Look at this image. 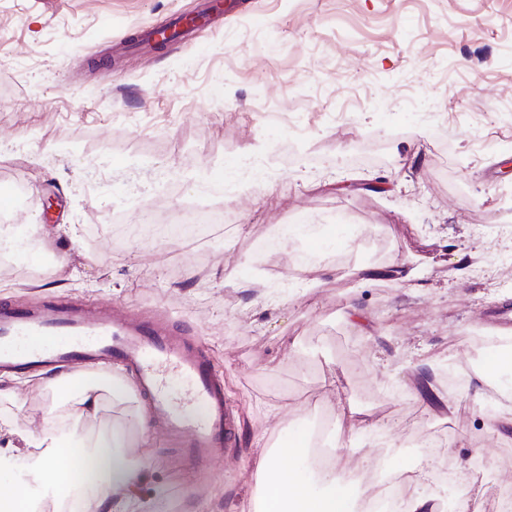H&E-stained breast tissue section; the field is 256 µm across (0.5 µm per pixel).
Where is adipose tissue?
Segmentation results:
<instances>
[{"mask_svg": "<svg viewBox=\"0 0 512 512\" xmlns=\"http://www.w3.org/2000/svg\"><path fill=\"white\" fill-rule=\"evenodd\" d=\"M55 407L62 426L38 432L16 431L0 419V434L17 438L22 452L0 454V512H30L38 500H64L82 491L86 507L104 506L108 512H141L136 496L142 463L127 454L123 432L86 433L84 420L95 416L103 391L128 395L118 375L64 373L51 380ZM308 436H295L273 454L260 458L255 471L260 492L254 512H357L359 494L336 477L335 468L308 477L298 463L308 456ZM77 456L79 472L61 467V460Z\"/></svg>", "mask_w": 512, "mask_h": 512, "instance_id": "1", "label": "adipose tissue"}]
</instances>
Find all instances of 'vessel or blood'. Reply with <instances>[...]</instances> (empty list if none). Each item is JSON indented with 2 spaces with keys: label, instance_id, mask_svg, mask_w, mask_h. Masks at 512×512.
Here are the masks:
<instances>
[{
  "label": "vessel or blood",
  "instance_id": "obj_1",
  "mask_svg": "<svg viewBox=\"0 0 512 512\" xmlns=\"http://www.w3.org/2000/svg\"><path fill=\"white\" fill-rule=\"evenodd\" d=\"M117 359L136 369L141 390L150 395V415L186 455L205 462L224 454L231 441L224 390L203 350L171 325L135 322L103 306L92 313L69 305L40 309L0 305V366L90 365ZM171 371L191 385L198 416L178 405L163 384Z\"/></svg>",
  "mask_w": 512,
  "mask_h": 512
}]
</instances>
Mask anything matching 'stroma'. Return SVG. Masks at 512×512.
<instances>
[{"mask_svg": "<svg viewBox=\"0 0 512 512\" xmlns=\"http://www.w3.org/2000/svg\"><path fill=\"white\" fill-rule=\"evenodd\" d=\"M209 4L0 0V180L24 190L0 215L44 245L0 263V302H107L202 346L233 413L223 460L141 430V391L90 422L126 432L141 498L167 512H249L255 462L321 418L360 489L437 460L450 484L407 493L492 512L512 494V398L473 360L512 342L491 316L512 306V0H224L148 43ZM246 153L264 174L244 178ZM148 209L227 224L194 250L113 234ZM284 224L343 226L328 267L298 274L297 240L246 256ZM53 374L18 371L0 418L48 428Z\"/></svg>", "mask_w": 512, "mask_h": 512, "instance_id": "stroma-1", "label": "stroma"}]
</instances>
